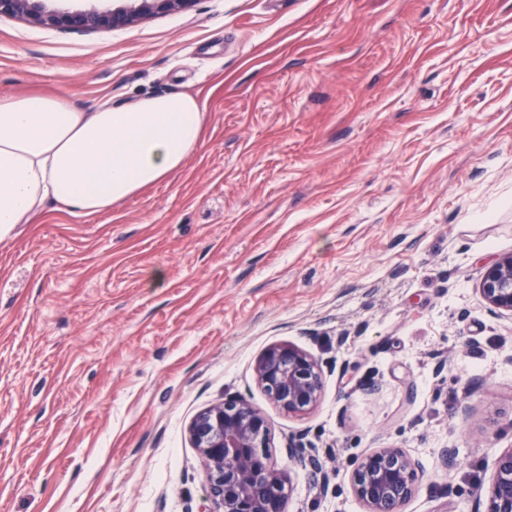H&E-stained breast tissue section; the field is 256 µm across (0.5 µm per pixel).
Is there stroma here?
<instances>
[{"instance_id":"35a3bbf8","label":"stroma","mask_w":512,"mask_h":512,"mask_svg":"<svg viewBox=\"0 0 512 512\" xmlns=\"http://www.w3.org/2000/svg\"><path fill=\"white\" fill-rule=\"evenodd\" d=\"M32 91L90 111L189 91L206 117L166 180L0 241V512H198L189 426L227 396L268 416L284 512H364L351 471L386 447L425 467L404 512L488 506L512 448V314L478 291L512 254V0H198L86 33L2 16L0 96ZM288 343L323 369L302 415L255 379ZM304 448V444L300 442V440L298 442L293 441L288 444V456L290 458H296L309 470L311 478L316 485H319L323 489L327 488L328 474L324 463L319 457L312 454H306L304 452Z\"/></svg>"}]
</instances>
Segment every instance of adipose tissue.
<instances>
[{"mask_svg": "<svg viewBox=\"0 0 512 512\" xmlns=\"http://www.w3.org/2000/svg\"><path fill=\"white\" fill-rule=\"evenodd\" d=\"M204 117L189 92L108 101L91 112L64 94L0 96V238L47 202L106 213L165 179L199 146Z\"/></svg>", "mask_w": 512, "mask_h": 512, "instance_id": "ef3b65f1", "label": "adipose tissue"}]
</instances>
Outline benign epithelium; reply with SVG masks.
Listing matches in <instances>:
<instances>
[{
	"label": "benign epithelium",
	"instance_id": "benign-epithelium-1",
	"mask_svg": "<svg viewBox=\"0 0 512 512\" xmlns=\"http://www.w3.org/2000/svg\"><path fill=\"white\" fill-rule=\"evenodd\" d=\"M49 0H0V17L9 16L62 31L117 30L143 20L186 11L197 0H125L108 9L60 10ZM479 292L490 312L512 313V255L499 258L483 273ZM269 401L289 414L314 407L323 391L320 365L292 344L268 347L255 367ZM269 421L260 408L240 396L226 397L199 413L190 425L193 443L205 459L207 495L200 512H283L289 480L267 451ZM288 456L328 488L322 460L288 444ZM423 465L399 448H381L362 458L351 472V487L365 512H402L424 478ZM488 512H512V448L496 459L488 487Z\"/></svg>",
	"mask_w": 512,
	"mask_h": 512
}]
</instances>
